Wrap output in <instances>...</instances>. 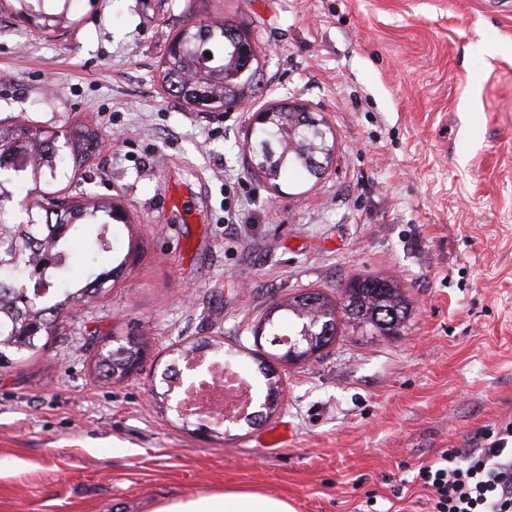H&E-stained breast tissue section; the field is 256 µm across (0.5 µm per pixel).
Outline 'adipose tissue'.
I'll return each mask as SVG.
<instances>
[{
  "mask_svg": "<svg viewBox=\"0 0 512 512\" xmlns=\"http://www.w3.org/2000/svg\"><path fill=\"white\" fill-rule=\"evenodd\" d=\"M148 512H295L286 499L260 491H227L200 498L158 501Z\"/></svg>",
  "mask_w": 512,
  "mask_h": 512,
  "instance_id": "obj_1",
  "label": "adipose tissue"
}]
</instances>
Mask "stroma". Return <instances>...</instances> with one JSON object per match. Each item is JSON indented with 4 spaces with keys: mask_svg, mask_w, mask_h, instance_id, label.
Listing matches in <instances>:
<instances>
[{
    "mask_svg": "<svg viewBox=\"0 0 512 512\" xmlns=\"http://www.w3.org/2000/svg\"><path fill=\"white\" fill-rule=\"evenodd\" d=\"M188 0H74L53 33L0 14V120L97 127L56 188L121 206L128 275L37 360L0 370V512H145L162 499L265 491L295 512H428L410 482L444 448L512 422V0H200L263 62L237 107L190 111L159 79ZM298 100L334 132L321 179L270 185L247 165L253 112ZM232 190L237 223L224 221ZM379 273L405 287L399 335L344 329L283 371L263 426L181 418L155 386L211 336L254 373L276 298ZM147 337L121 384L82 339ZM288 425L284 446L266 431ZM408 484L404 499L394 488ZM204 348H209V349H212V350L220 353L224 349V346L221 345L220 341H214L213 339L210 340V339L205 338V339L196 340L190 346H188L187 348H184L183 350H181L177 353V354H179L177 360H173L171 363H169L165 366V368L163 369V371L161 373V383L165 384L168 381V378L170 377L169 374L172 375L173 373H176L175 365L180 358L187 356L190 353L195 352L197 350L204 349Z\"/></svg>",
    "mask_w": 512,
    "mask_h": 512,
    "instance_id": "stroma-1",
    "label": "stroma"
}]
</instances>
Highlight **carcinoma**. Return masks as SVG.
<instances>
[{
  "label": "carcinoma",
  "instance_id": "carcinoma-1",
  "mask_svg": "<svg viewBox=\"0 0 512 512\" xmlns=\"http://www.w3.org/2000/svg\"><path fill=\"white\" fill-rule=\"evenodd\" d=\"M63 0L56 13L44 9V0H0L5 10L25 19L31 26L53 31L71 22L70 3ZM211 57H206V54ZM259 61L249 63L240 46L224 34V23L197 22L176 32L159 61L160 76L168 93L197 112L243 104L255 93ZM327 125L313 123L300 112L280 109L272 113L266 128L254 138L249 153L262 176L277 180L283 174L315 176L312 160L327 143ZM99 148V133L86 123H73L56 132L37 124L0 122V171L27 172L29 186L19 206L26 219L8 220L12 194L0 183V368L28 361L42 353L61 330L57 323L74 321L88 304L103 298L122 277L127 258L114 252L113 242L103 240L102 229L112 222H125V214L110 202L78 199L59 190L45 191L41 184L57 179L59 169L72 163L77 169ZM88 236L85 261L89 275L83 282L65 279L70 238ZM112 253L108 266L99 265V255ZM33 283L28 289L22 281ZM411 310V300L394 279L378 274L359 275L349 280L341 295L331 298L318 290L312 296L293 295L271 301L262 320L274 326V315L294 316L299 325L316 331L331 321L339 326L379 329L375 318L389 312L401 329ZM94 366L99 379L124 382L142 367L150 343L140 337H125L112 346V337L92 338ZM221 352V342L199 339L179 351L184 357L200 349ZM258 371L267 382L262 411L245 419L248 426L266 421L280 406V377L263 357Z\"/></svg>",
  "mask_w": 512,
  "mask_h": 512
}]
</instances>
